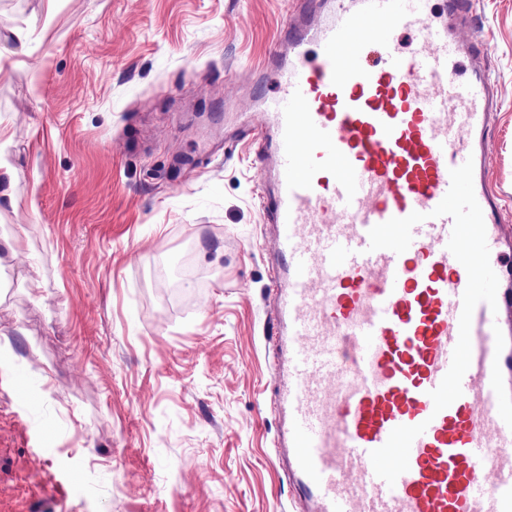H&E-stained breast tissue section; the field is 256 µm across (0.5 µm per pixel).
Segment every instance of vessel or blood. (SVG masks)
<instances>
[{
  "label": "vessel or blood",
  "mask_w": 512,
  "mask_h": 512,
  "mask_svg": "<svg viewBox=\"0 0 512 512\" xmlns=\"http://www.w3.org/2000/svg\"><path fill=\"white\" fill-rule=\"evenodd\" d=\"M468 24L466 0H297L260 124L230 123L275 226V458L302 512H512V225Z\"/></svg>",
  "instance_id": "1"
}]
</instances>
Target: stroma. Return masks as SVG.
Listing matches in <instances>:
<instances>
[{"label": "stroma", "instance_id": "stroma-1", "mask_svg": "<svg viewBox=\"0 0 512 512\" xmlns=\"http://www.w3.org/2000/svg\"><path fill=\"white\" fill-rule=\"evenodd\" d=\"M292 9L0 0V512H299L273 448L275 239L251 147L224 145ZM470 14L512 218V0Z\"/></svg>", "mask_w": 512, "mask_h": 512}]
</instances>
